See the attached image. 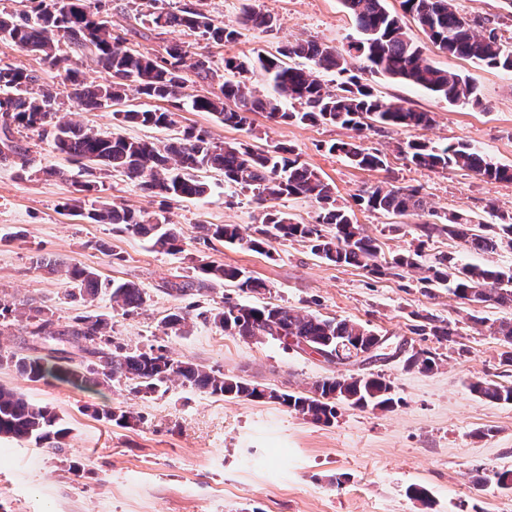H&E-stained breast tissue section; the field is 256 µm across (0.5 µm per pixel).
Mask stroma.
<instances>
[{"instance_id": "stroma-1", "label": "stroma", "mask_w": 512, "mask_h": 512, "mask_svg": "<svg viewBox=\"0 0 512 512\" xmlns=\"http://www.w3.org/2000/svg\"><path fill=\"white\" fill-rule=\"evenodd\" d=\"M248 1L275 19L274 29H246L235 42L209 43L212 72L203 76L185 68V94L218 92L229 76L224 69L229 57L249 65L257 54L275 53L295 39L343 49L358 37L342 0H203L202 8L216 25L235 27ZM101 5L113 33L132 50L160 56L170 43L198 42L187 28L144 24L152 5L148 0H101ZM456 6L463 16L489 20L512 49V7L506 0H456ZM386 7L401 16L408 35L435 65L475 79L480 105L451 104L373 74L368 81L379 98L430 113L432 125L378 126L359 133L333 124H278L256 112L246 132L187 107L179 112V125L207 131L218 144L291 146L334 186L338 201L353 210L356 224L376 240L383 258L420 244L426 265L450 254L461 264L512 271L510 248L471 252L432 230L428 215L394 217L355 203L371 187L394 185L419 188L436 210H463L485 224L512 217V182L457 169L417 168L399 152L410 140L467 142L493 162L512 166V74L449 56L403 15L400 0H386ZM0 65L34 73L38 88L56 91L61 111L82 126L148 140L171 136L166 129L120 122L107 107L79 106L68 96L63 70L12 42L0 40ZM12 137L26 149L29 163L0 156V301L48 308L59 325L79 314L106 313L114 341L129 348L161 345L172 359L221 369L281 393H305L317 380L357 370L378 373L391 383L398 403L390 410L341 403L335 419L324 425L277 402L213 396L177 381L133 399L122 381L81 389L54 380L30 382L14 368L0 366V384L50 408L69 429L59 451L0 439V512H512V489H499L491 480L494 473L512 470V403H490L469 389L477 379L512 385L506 347L493 333L500 322L512 321V305L462 303L445 287L422 284L414 270L376 273L336 266L294 240L273 241L265 253L204 240V225L260 226L265 204L209 172V195L164 205L138 181L68 161L41 129L16 128ZM356 139L385 155L386 167L358 169L328 151L332 142ZM48 167L62 169V176H46ZM88 181L94 190L79 192ZM76 197L82 200L79 215L68 208ZM103 201L164 212L180 233L181 251L156 250L123 225L89 219L88 211ZM39 256L91 268L103 281L136 282L146 302L127 316L111 309L105 294L91 305L72 299L68 278L38 268ZM213 261L262 279L269 289L254 295L224 284L196 297L200 310L231 301L348 319L407 350L432 352L439 365L424 371L406 366L399 356L357 369L273 340L234 336L199 318L185 333L164 327L163 317L187 304L168 294L165 283ZM430 319L449 326L451 336L421 334L420 325ZM120 410L133 412L130 424L107 419V412ZM483 475L488 483L476 485ZM414 485L427 489L430 506L410 495Z\"/></svg>"}]
</instances>
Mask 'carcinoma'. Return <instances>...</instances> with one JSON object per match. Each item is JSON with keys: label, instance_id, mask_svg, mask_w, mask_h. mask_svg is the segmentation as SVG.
<instances>
[{"label": "carcinoma", "instance_id": "1", "mask_svg": "<svg viewBox=\"0 0 512 512\" xmlns=\"http://www.w3.org/2000/svg\"><path fill=\"white\" fill-rule=\"evenodd\" d=\"M360 37L344 50L320 45L314 41H297L284 45L276 55L257 54V63L267 75L278 97L267 98L244 81L226 80L220 93L212 96H184L183 68L190 65L199 73L210 74L205 52H192L182 43H172L165 55L151 57L132 53L123 39L112 33L107 21L99 17V6L91 0H71L67 12L50 10L46 0H30V10L20 14L0 15V35L22 49L33 52L65 72L72 86L70 97L88 108H99L112 101L123 103L128 89L148 99L174 101L175 111L144 109L120 110L116 115L125 122L169 128L177 124V110L182 98L196 112H209L224 125L249 131V114L265 112L277 123L340 124L358 132L378 123L393 129L424 128L431 123L430 113L417 111L399 102H387L374 94L373 88L353 73L352 61L362 60L372 73L407 82L450 103L465 101L481 104L475 80L450 69H443L424 56L421 47L407 35L398 16L386 7L385 0H342ZM404 13L417 20L429 38L448 55L471 60L489 69L512 73V50L503 47L495 29L462 16L454 0H401ZM147 22L156 28L184 27L197 33L199 39L232 43L240 32L218 27L199 9L183 7L177 11H152ZM240 24L245 27H274V18L252 4L243 7ZM89 57L111 74L112 81L88 86L71 68L75 57ZM192 63H187V59ZM334 71L339 78L337 92L324 87L321 72ZM35 77L25 70L0 66V126L4 128L51 127L55 149L78 162L103 165L141 182L151 193L164 199H191L206 195L209 186L199 172L218 170L224 183L251 191L262 201L283 197H304L320 208L317 223L300 224L278 210L266 212L262 225L250 234L233 224L203 225L206 235L226 243H237L256 252L265 251L273 239H297L310 251L336 266L358 265L378 272L380 268L421 269L420 281L427 285L452 284V293L462 301L512 303V272L505 273L489 266L456 267L454 257L443 254L427 267L421 263V249L397 254L391 260L378 262L376 240L364 234L353 220V212L336 204L334 187L321 174L300 160L299 155L282 144L266 150H255L248 143L217 145L206 131L183 130L168 143L127 138L119 133H101L74 124L59 112L58 93L46 89L33 96L29 86ZM293 100L299 108L288 110L282 101ZM348 163L361 169H381L385 156L373 152L358 141H339L329 146ZM409 164L427 170L448 168L465 170L490 180L512 181V168L492 162L482 151L465 142L434 146L412 140L401 148ZM374 211L393 216L428 213L444 224L448 235L464 242L475 252H494L503 244L512 246V223L491 224L490 232L477 233L466 215L459 212L440 213L429 206L416 188L375 186L360 196ZM91 219L101 224H122L131 233L152 242L164 252L181 250L180 233L167 224L161 214L137 212L102 203L93 210ZM332 228L331 236L322 234L319 225ZM199 274L180 282L166 283L169 294L198 296L224 282H232L245 293L262 294L268 290L265 281L250 277L236 267L215 262L198 267ZM65 274L73 283L71 296L84 302L98 294L109 296L111 308L124 314L133 313L146 302V293L132 281L102 282L91 269L70 265ZM197 317L212 320L229 334L244 339L270 338L287 349H299L289 342L304 341L312 353L325 361L351 357L354 350L378 339L372 331L347 319L322 318L280 306L228 304L209 315ZM191 320L190 311L179 308L163 319L165 326L179 330ZM53 320L42 306L28 308L26 329L33 338L46 334L63 336L81 348L87 359L74 365L65 351L47 360L18 352H0V365L12 366L30 382L56 380L73 384L105 386L120 379L129 383V392L145 396L171 381L203 390L214 396L262 400L269 398L293 409L314 423L327 424L336 417V403L356 407L373 406L381 410L393 408L396 400L392 386L380 374L367 376H333L316 381L308 394L278 393L263 386L220 371L207 369L190 360L175 361L161 346L147 351L130 350L112 342V324L105 314L75 316L70 323L50 331ZM406 363L424 371L437 366L430 351H413ZM470 391L491 402H512V385L477 380ZM68 435L61 418L45 406L29 401L13 388L0 385V438L18 442H35L60 447Z\"/></svg>", "mask_w": 512, "mask_h": 512}]
</instances>
